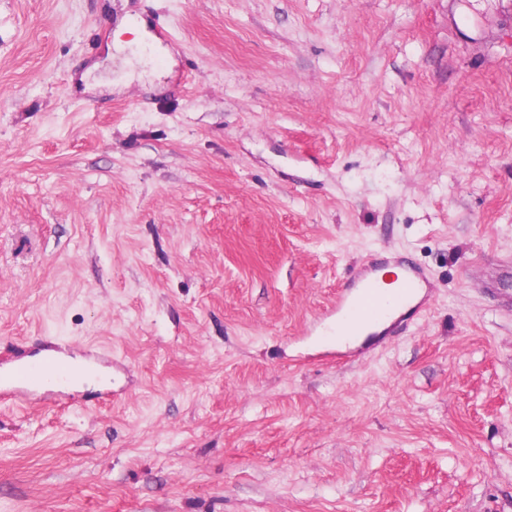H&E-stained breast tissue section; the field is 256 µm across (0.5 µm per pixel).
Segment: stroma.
Returning a JSON list of instances; mask_svg holds the SVG:
<instances>
[{
	"instance_id": "35a3bbf8",
	"label": "stroma",
	"mask_w": 512,
	"mask_h": 512,
	"mask_svg": "<svg viewBox=\"0 0 512 512\" xmlns=\"http://www.w3.org/2000/svg\"><path fill=\"white\" fill-rule=\"evenodd\" d=\"M50 343L122 396L0 400V512H512V0H0V360ZM424 283L425 278L418 270L407 268L401 284L402 290L397 299L400 301L396 303V306L410 304Z\"/></svg>"
}]
</instances>
